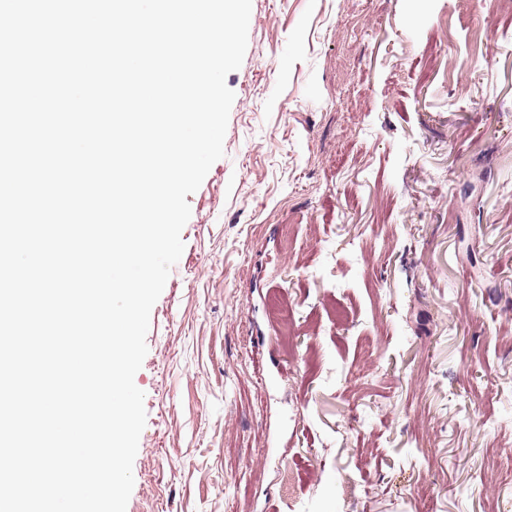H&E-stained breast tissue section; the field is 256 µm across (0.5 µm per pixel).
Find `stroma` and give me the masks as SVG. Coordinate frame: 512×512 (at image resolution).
I'll return each instance as SVG.
<instances>
[{
  "mask_svg": "<svg viewBox=\"0 0 512 512\" xmlns=\"http://www.w3.org/2000/svg\"><path fill=\"white\" fill-rule=\"evenodd\" d=\"M226 84L126 512H512V0H252Z\"/></svg>",
  "mask_w": 512,
  "mask_h": 512,
  "instance_id": "obj_1",
  "label": "stroma"
}]
</instances>
